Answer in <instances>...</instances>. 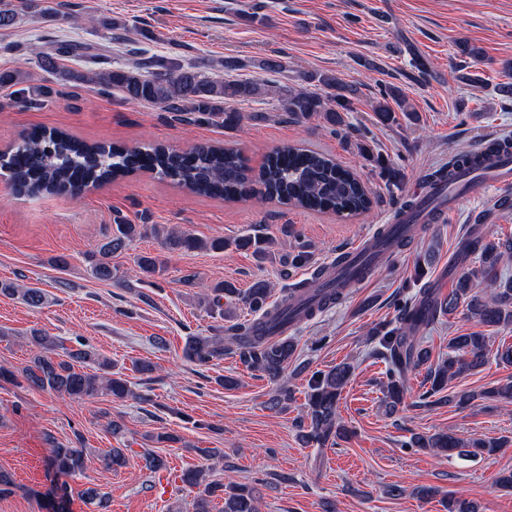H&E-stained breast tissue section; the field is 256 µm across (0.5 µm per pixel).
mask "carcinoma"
I'll list each match as a JSON object with an SVG mask.
<instances>
[{
  "instance_id": "carcinoma-1",
  "label": "carcinoma",
  "mask_w": 512,
  "mask_h": 512,
  "mask_svg": "<svg viewBox=\"0 0 512 512\" xmlns=\"http://www.w3.org/2000/svg\"><path fill=\"white\" fill-rule=\"evenodd\" d=\"M29 8V0H0V29L14 26ZM78 57L90 58L92 67L71 66V61ZM30 60L40 68L54 71L64 85L115 89L128 102L153 106L163 112H186L194 122L226 127L238 126L243 120L235 104L261 99L271 92L280 98L284 111L300 121L321 118L331 127L341 126L343 113L351 110L350 97L356 94V90L339 85L336 77L329 73L306 76L308 82L332 90L325 96L304 87L283 85L272 90L260 81H226L219 74L165 56L116 65L104 50L83 43L33 45ZM390 99L402 102L399 88L388 87L383 100L374 107L375 118L382 125L396 121L395 112L388 104ZM357 150L380 168L390 185L397 187L401 184L403 174L399 168L373 154L365 143L357 144ZM476 166L478 159L471 153H460L453 156L447 166L431 172L427 182L446 184L457 179L464 170ZM0 168L9 172L16 190L30 194L59 189L82 191L118 177L145 172L183 185L196 194L222 197L228 201L269 200L302 210L330 211L342 217L363 214L372 204L357 173L326 153L296 145L278 147L254 166L235 146L200 143L177 151L156 144L120 149L89 144L60 132L35 129L28 132L21 143L0 155ZM148 234L161 239L169 252H220L228 246L222 238L204 240L161 224L119 221L110 239L89 256L91 275L102 281L117 278V270L112 268V255L125 250L135 238ZM235 246L252 251L261 261L274 255L273 240L262 235H245L235 240ZM509 253H512V238L487 240L469 231L462 254L477 256L478 268L458 278L452 292L433 305L429 303L428 289H423L398 309L395 327L377 332L376 351L385 363V409L389 413H396L403 404L409 374L425 364L428 365L431 388L420 399L427 407L446 402L464 409L479 395L512 403L511 379L478 395L459 391L436 397L455 376L485 364L492 352L489 337L481 332L454 336L448 342V357L434 364L429 363V350L416 338L417 333L434 324L440 316L454 312L462 300L467 302L468 311L480 323L511 326L512 278L498 274L502 257ZM164 268L165 262L156 257L139 258L140 272L148 277L162 273ZM320 274L318 270L311 280L283 289L280 301L274 305L268 303L271 286L262 280L244 291L230 283L217 282L200 294L199 305L212 315L232 318L234 312L224 310L221 300L240 301L250 312L267 318L268 330L274 332L290 321L296 312L294 305L301 301L305 289L313 291V303L302 310L305 319L342 300L344 290L320 287ZM0 294L16 297L31 308H39L46 301L44 290L37 287L3 285ZM28 343L35 349L30 364L19 372L0 367V380L17 385L24 383L33 390L55 392L77 400L100 396L123 399L132 394L128 380L123 373L115 371L112 360L87 344L70 349L65 347L63 340L39 330L30 334ZM228 354L238 357L245 368L277 381L293 359L294 345L286 337L263 334L259 322L253 318L238 319L226 328L215 329L211 335L191 336L183 349L184 358L198 367H206ZM350 372V366L342 363L310 377L307 411L298 421L305 442L323 445L344 434L337 409ZM433 396L436 397L434 401L431 400ZM410 446L444 454L455 452L460 456H470V449L480 448L491 455L506 447V441L466 443L448 433L416 434L411 437ZM197 453L204 464L181 476L182 483L195 492L193 512H212V503L218 496L224 501L222 512H259L255 488L234 482L224 485L210 479L208 461L221 456L218 449L199 448ZM47 467L59 478L72 477L85 468L84 449L55 443L50 448ZM447 508L448 512H478L479 505L450 495Z\"/></svg>"
}]
</instances>
